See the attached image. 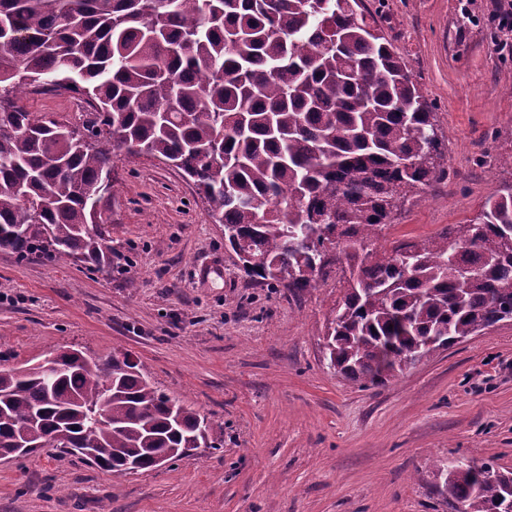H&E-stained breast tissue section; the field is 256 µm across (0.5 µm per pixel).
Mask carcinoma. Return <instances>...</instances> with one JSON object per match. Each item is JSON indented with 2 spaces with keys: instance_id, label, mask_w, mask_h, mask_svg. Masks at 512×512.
Returning a JSON list of instances; mask_svg holds the SVG:
<instances>
[{
  "instance_id": "obj_1",
  "label": "carcinoma",
  "mask_w": 512,
  "mask_h": 512,
  "mask_svg": "<svg viewBox=\"0 0 512 512\" xmlns=\"http://www.w3.org/2000/svg\"><path fill=\"white\" fill-rule=\"evenodd\" d=\"M360 4L0 0V249L111 266L114 160L147 156L193 181L234 252L263 257L247 268L261 283L349 269L325 359L363 387L512 319V189L434 238L374 245L448 168L431 106ZM31 89L92 111L80 126L30 112ZM54 363L0 370L1 458L57 447L122 474L224 434L126 355ZM440 475L448 512H512V476L492 463Z\"/></svg>"
}]
</instances>
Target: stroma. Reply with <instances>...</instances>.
Wrapping results in <instances>:
<instances>
[{"instance_id": "35a3bbf8", "label": "stroma", "mask_w": 512, "mask_h": 512, "mask_svg": "<svg viewBox=\"0 0 512 512\" xmlns=\"http://www.w3.org/2000/svg\"><path fill=\"white\" fill-rule=\"evenodd\" d=\"M508 0H363L432 106L448 175L375 242L433 237L512 187V55L492 15ZM32 112L80 123L71 94ZM112 264L0 250V370L74 348L131 355L173 398L224 425L217 447L136 474L47 449L0 458V512H448L438 466L512 475V321L363 387L324 360L344 286L294 293L246 276L186 176L152 157L115 161Z\"/></svg>"}]
</instances>
